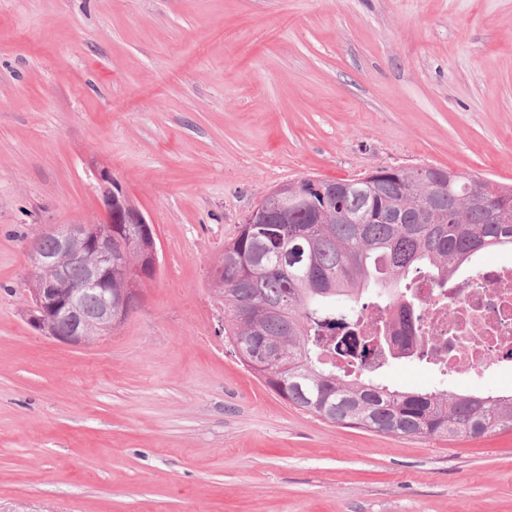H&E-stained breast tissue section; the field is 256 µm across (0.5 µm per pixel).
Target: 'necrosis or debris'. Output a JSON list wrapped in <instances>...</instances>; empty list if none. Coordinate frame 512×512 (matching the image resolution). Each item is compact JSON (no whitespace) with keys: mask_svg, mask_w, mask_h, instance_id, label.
I'll list each match as a JSON object with an SVG mask.
<instances>
[{"mask_svg":"<svg viewBox=\"0 0 512 512\" xmlns=\"http://www.w3.org/2000/svg\"><path fill=\"white\" fill-rule=\"evenodd\" d=\"M414 294L423 305L403 319L390 309L368 306L356 329L357 335H373L375 329H393L382 339L381 350L411 346L418 334L434 337L424 356L426 364L451 376L496 371L512 354V267L480 266L469 287L459 289V299L448 302L426 277H418Z\"/></svg>","mask_w":512,"mask_h":512,"instance_id":"4bbe7bcc","label":"necrosis or debris"}]
</instances>
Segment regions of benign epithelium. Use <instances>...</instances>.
<instances>
[{"instance_id": "7a95c632", "label": "benign epithelium", "mask_w": 512, "mask_h": 512, "mask_svg": "<svg viewBox=\"0 0 512 512\" xmlns=\"http://www.w3.org/2000/svg\"><path fill=\"white\" fill-rule=\"evenodd\" d=\"M101 185V219L87 224L52 225L42 233L54 241V249L45 251L40 238L29 246L31 265L28 322L42 334L71 345H86L112 330L122 313L135 308L134 287L112 295V261L116 256L132 253L130 239L120 234L117 225L136 224L141 234L148 236L152 225L129 199L118 193L112 183V174L99 173ZM72 260H81L85 266L84 278L69 280L65 267ZM157 249L139 256L133 264L137 278L145 279V272L156 268ZM98 298V306L86 314L83 302L86 296Z\"/></svg>"}]
</instances>
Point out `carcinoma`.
<instances>
[{"label": "carcinoma", "mask_w": 512, "mask_h": 512, "mask_svg": "<svg viewBox=\"0 0 512 512\" xmlns=\"http://www.w3.org/2000/svg\"><path fill=\"white\" fill-rule=\"evenodd\" d=\"M297 183L286 217L239 225L220 263L228 335L244 364L289 404L331 423L406 438L512 429V393L402 391L374 380L372 341L346 333L365 294L400 307L413 280L453 278L482 251L512 248V185L440 167L402 168L373 183ZM365 220L354 224L352 219ZM330 350L349 370L325 360Z\"/></svg>", "instance_id": "obj_1"}]
</instances>
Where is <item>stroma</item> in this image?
Wrapping results in <instances>:
<instances>
[{"mask_svg":"<svg viewBox=\"0 0 512 512\" xmlns=\"http://www.w3.org/2000/svg\"><path fill=\"white\" fill-rule=\"evenodd\" d=\"M417 165L512 184V0H0V512H512V429L404 439L299 410L243 364L211 284L277 186ZM104 169L159 266L74 346L27 321L28 247L99 217Z\"/></svg>","mask_w":512,"mask_h":512,"instance_id":"35a3bbf8","label":"stroma"}]
</instances>
